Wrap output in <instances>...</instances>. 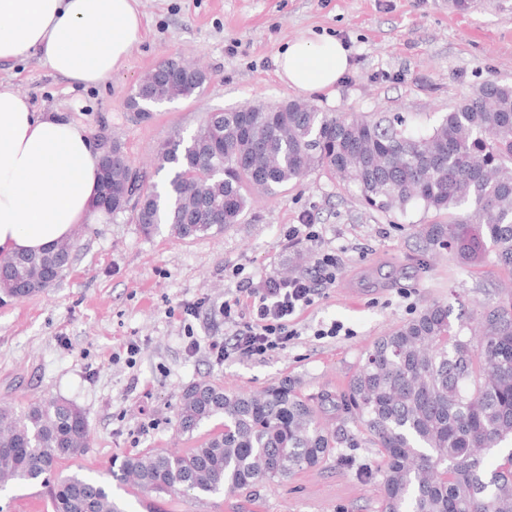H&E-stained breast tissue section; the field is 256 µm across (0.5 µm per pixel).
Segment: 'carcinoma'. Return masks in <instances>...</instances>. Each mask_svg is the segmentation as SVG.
Instances as JSON below:
<instances>
[{
	"mask_svg": "<svg viewBox=\"0 0 512 512\" xmlns=\"http://www.w3.org/2000/svg\"><path fill=\"white\" fill-rule=\"evenodd\" d=\"M207 74L169 84L147 73L128 102L137 118L203 89ZM108 175L141 231L165 225L178 239L221 232L240 222L253 191L275 195L314 170L339 176L372 210L403 211L414 202L448 221L419 225L429 246L466 264L489 260L512 274V85L487 82L425 135L400 115L349 118L292 100L276 112L264 103L211 112L188 137L157 153L168 172L157 186L132 166L121 144ZM62 241L39 253L6 257L0 294L25 299L59 280L71 261ZM477 324L451 319L440 302L391 329L366 349L347 391L321 406L284 379L264 390L227 392L197 381L180 396L178 428L191 434L214 417L224 430L184 454L146 451L124 457L101 479L62 477L55 467L90 447L85 414L62 398L22 408L0 405V489H48L54 512H125L112 479L133 477L148 493L242 492L313 467L347 441L324 427L321 408L336 404L381 457V512H512V449L489 471L485 456L512 445V293L478 303Z\"/></svg>",
	"mask_w": 512,
	"mask_h": 512,
	"instance_id": "cac0c4a2",
	"label": "carcinoma"
}]
</instances>
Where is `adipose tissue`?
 Listing matches in <instances>:
<instances>
[{
    "label": "adipose tissue",
    "mask_w": 512,
    "mask_h": 512,
    "mask_svg": "<svg viewBox=\"0 0 512 512\" xmlns=\"http://www.w3.org/2000/svg\"><path fill=\"white\" fill-rule=\"evenodd\" d=\"M142 38L137 0H0V61L32 55L80 85L108 79ZM276 64L288 87L315 92L339 82L349 56L334 38L302 36ZM94 154L82 124L0 83V255L49 249L99 219Z\"/></svg>",
    "instance_id": "1"
}]
</instances>
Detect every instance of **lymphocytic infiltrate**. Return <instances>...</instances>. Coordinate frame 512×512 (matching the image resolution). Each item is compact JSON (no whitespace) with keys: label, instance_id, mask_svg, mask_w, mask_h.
I'll use <instances>...</instances> for the list:
<instances>
[{"label":"lymphocytic infiltrate","instance_id":"1","mask_svg":"<svg viewBox=\"0 0 512 512\" xmlns=\"http://www.w3.org/2000/svg\"><path fill=\"white\" fill-rule=\"evenodd\" d=\"M337 261L333 253L318 257L313 275H299L285 281L272 278L254 282L240 280L237 296L224 304V317L235 324L231 340H214L210 351L217 359L231 355L262 356L287 346L293 336L291 317L310 307L319 286L336 280Z\"/></svg>","mask_w":512,"mask_h":512}]
</instances>
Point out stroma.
Wrapping results in <instances>:
<instances>
[{"instance_id":"stroma-1","label":"stroma","mask_w":512,"mask_h":512,"mask_svg":"<svg viewBox=\"0 0 512 512\" xmlns=\"http://www.w3.org/2000/svg\"><path fill=\"white\" fill-rule=\"evenodd\" d=\"M139 10L143 39L104 83H72L34 57L0 61V80L39 111L93 135L106 130L157 183L167 177L154 170L159 146L213 111L304 98L336 114H400L427 133L481 84L512 85V0H473L464 12L448 0H139ZM305 34L336 38L350 63L336 86L307 95L282 83L275 64ZM173 56L196 63L208 82L198 96L133 120L127 102L141 77ZM436 220L419 204L369 209L322 171L277 196L253 195L239 224L194 240L164 227L147 236L130 213L104 214L75 228L72 262L53 286L26 299L0 295V402L62 397L81 408L90 446L58 472L96 478L127 454L185 453L221 431L219 417L190 436L177 430L181 392L202 379L257 393L288 378L303 396L341 397L378 337L435 301L470 318L474 303L498 301L512 281L493 263L467 265L432 249L417 227ZM306 222L318 239L289 246V227ZM321 251L335 253L336 281L293 317L288 346L217 360L208 345L234 329L223 307L239 276L306 274ZM334 323L343 334L323 335ZM379 467L377 448L361 440L235 495L158 497L117 481L112 495L126 512H379ZM0 512L54 509L44 488L12 485L0 490Z\"/></svg>"}]
</instances>
